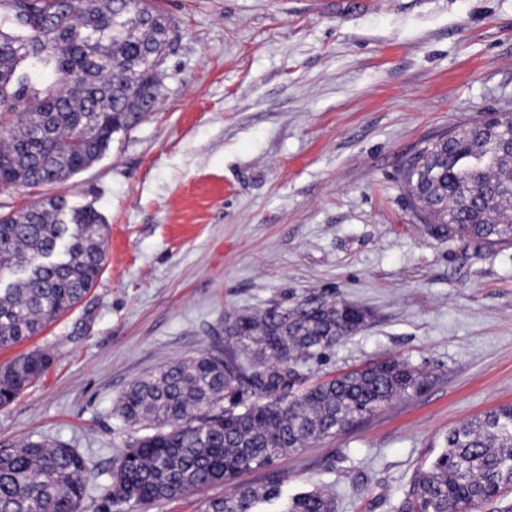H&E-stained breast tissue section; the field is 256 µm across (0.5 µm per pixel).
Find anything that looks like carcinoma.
Instances as JSON below:
<instances>
[{
  "label": "carcinoma",
  "instance_id": "1",
  "mask_svg": "<svg viewBox=\"0 0 512 512\" xmlns=\"http://www.w3.org/2000/svg\"><path fill=\"white\" fill-rule=\"evenodd\" d=\"M178 38L153 0H0V189L64 181L102 158L112 136L138 125L162 96L161 75ZM510 113L450 132L401 164L414 211L445 237L512 245ZM104 220L91 207L48 197L0 215V347L38 334L70 311L102 271ZM367 315L313 298L230 316L224 347L134 382L116 411L130 435L112 459L115 512L231 483L199 512H256L282 496L271 470L282 455L352 429L392 401L420 394L432 375L389 358L307 385L306 370ZM54 360L34 350L0 367V408ZM265 470L259 487L234 483ZM85 459L39 438L0 448V512H80ZM512 491V405L448 431L444 450L416 469L398 512H474ZM281 512H336L321 489Z\"/></svg>",
  "mask_w": 512,
  "mask_h": 512
}]
</instances>
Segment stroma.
Here are the masks:
<instances>
[{
  "instance_id": "35a3bbf8",
  "label": "stroma",
  "mask_w": 512,
  "mask_h": 512,
  "mask_svg": "<svg viewBox=\"0 0 512 512\" xmlns=\"http://www.w3.org/2000/svg\"><path fill=\"white\" fill-rule=\"evenodd\" d=\"M179 26L158 108L85 171L0 191L48 195L107 224L103 271L0 365L54 352L0 408V448L50 437L82 455V512H113L114 413L135 381L222 347L226 316L326 296L370 318L310 366L317 383L386 358L431 371L421 395L280 457L284 489L336 512H398L448 430L512 404V247L420 223L403 159L512 113V0H158Z\"/></svg>"
}]
</instances>
